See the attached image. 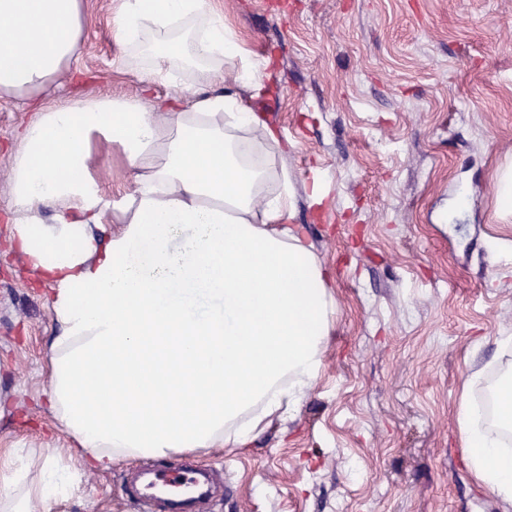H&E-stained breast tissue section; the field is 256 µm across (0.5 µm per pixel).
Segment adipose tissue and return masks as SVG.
<instances>
[{"label":"adipose tissue","instance_id":"obj_1","mask_svg":"<svg viewBox=\"0 0 512 512\" xmlns=\"http://www.w3.org/2000/svg\"><path fill=\"white\" fill-rule=\"evenodd\" d=\"M85 22V0H0V98L33 102L60 84ZM113 27L123 67L175 91L37 108L10 154L8 248L49 288L45 402L79 456L47 449L33 482L11 453L0 512L66 500L80 468L242 447L293 419L323 366L333 278L288 223L280 137L246 100L265 64L205 0H118ZM103 147L130 175L116 200L96 177ZM483 377L467 376L459 403L468 465L512 502V373L489 413L470 396Z\"/></svg>","mask_w":512,"mask_h":512}]
</instances>
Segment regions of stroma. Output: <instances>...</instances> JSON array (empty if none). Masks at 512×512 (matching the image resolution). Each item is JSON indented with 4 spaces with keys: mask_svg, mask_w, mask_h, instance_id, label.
<instances>
[{
    "mask_svg": "<svg viewBox=\"0 0 512 512\" xmlns=\"http://www.w3.org/2000/svg\"><path fill=\"white\" fill-rule=\"evenodd\" d=\"M275 82L250 104L277 128L292 222L330 269L323 368L289 423L243 448L174 453L210 471L203 512H512L467 466L465 376L512 365V0H210ZM108 0H87L73 71L44 103L169 95L121 65ZM31 108L0 100V214ZM0 218V453L77 450L47 413L48 289L6 247ZM150 465L81 471L36 512H137Z\"/></svg>",
    "mask_w": 512,
    "mask_h": 512,
    "instance_id": "obj_1",
    "label": "stroma"
}]
</instances>
